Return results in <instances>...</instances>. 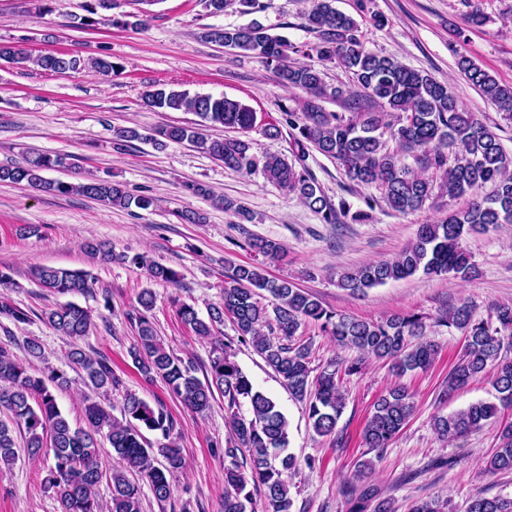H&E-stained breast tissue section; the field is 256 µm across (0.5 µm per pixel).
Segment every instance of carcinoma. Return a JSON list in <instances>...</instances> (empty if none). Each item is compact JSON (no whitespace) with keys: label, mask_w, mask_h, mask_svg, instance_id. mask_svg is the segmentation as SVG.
<instances>
[{"label":"carcinoma","mask_w":512,"mask_h":512,"mask_svg":"<svg viewBox=\"0 0 512 512\" xmlns=\"http://www.w3.org/2000/svg\"><path fill=\"white\" fill-rule=\"evenodd\" d=\"M211 14L239 4L252 8L257 0H199ZM335 0H312L304 12L305 27L319 39L317 53L322 60H334L352 75L357 93L328 86L320 69L312 64L292 65L288 52L298 48L287 38L273 35L260 25L212 28L205 37L212 43L254 55L269 65L279 82L306 94L301 112L283 108L284 120L292 134L294 160L267 152L251 153L250 143L241 138L209 139L201 127L223 126L247 131L255 126L256 112L248 105L224 97L190 94L187 91L155 89L146 94L152 108L192 112L199 126L169 125L143 134L134 128L115 131L113 145L121 150L132 141L150 142L156 147L188 142L224 167L250 174L260 171L268 182L296 195L310 210L321 215L325 224L367 220L362 211L350 213L346 202L334 205L309 173L305 161L308 149L331 158L357 185H373L381 200L400 213L422 209L433 196L469 200L461 209L448 210L437 224L419 226L415 240L394 260L361 265L340 274L338 285L353 293H364L389 281L425 275H453L465 278L475 271L461 246L465 235L487 231L499 224L512 223V154L501 145L497 134L472 112L463 109L447 84L410 68L392 56L367 49L360 23L336 9ZM105 0H89L86 15L78 26L122 24L120 19L99 15ZM46 71L65 73L79 67L81 60L68 54H46L35 60ZM459 71L497 109L501 118L512 123V86L500 84L488 71L467 56H460ZM342 99L343 112H327L322 102ZM396 143L392 149L388 142ZM415 153L422 172L406 165L402 153ZM65 164L58 155L40 154L24 163L0 166V181L25 184L45 193L66 196L78 193L111 206L147 208L149 197H132L123 184L86 178L78 183L54 180L46 172ZM491 185V192L478 190ZM252 251L265 260L280 257V244L262 237L248 241ZM86 250L103 263L129 261L145 269L152 281L176 284L180 274L171 267L136 254H117L101 242L90 241ZM36 284L53 295H87L95 292L96 282L89 272L53 266L31 271ZM272 298L271 306L259 300L260 292ZM139 309L130 314L136 321L138 340L130 357L141 375L159 378L191 412L209 411L215 393L224 397L233 439L224 448L223 512H247L256 492L263 493L265 512H291L288 474L297 469V457L289 452V422L273 398L256 389L234 360L233 346L249 344L277 374L295 399L305 404L313 431L320 437H336L346 406L343 377L361 371L365 359L373 357L390 364L399 377L409 371L429 367L440 354V346L427 338L426 317L416 313H395L380 321L350 317L323 306L308 291L288 280H274L264 264L237 265L224 273L222 303L209 309L203 320L190 305L178 308L181 322L202 340L212 344V354L204 379L195 368L179 359L158 336L147 313L155 304L150 289L138 298ZM495 322L476 316L463 302L441 312L435 324L459 331L466 341L464 352L448 372V382L440 399L448 400L470 382L492 373L491 384L499 404L478 401L463 410L438 414L433 428L438 437L454 441L495 422L499 408L512 407V358L503 354L504 340H512V305L494 308ZM41 318L71 349L70 365L83 372L85 385L96 394H108L120 385L109 361L93 356L79 346L93 322L90 311L73 303L60 304ZM232 323L234 335L222 339L215 328ZM319 324L323 333L341 347L353 348L359 357L343 364L331 361L314 373L310 344L296 339L306 322ZM69 385L65 371L50 369L40 376L31 374L22 361L0 347V408L9 421L0 420V471L12 468L18 459L14 430L25 433L29 455H51L54 466L45 484L53 490L59 512H100L97 488L103 479L98 464V436H103L117 464L107 479L111 512H140L139 482L148 484L155 499L171 498V474L182 470V449L171 439L172 416L161 406L153 407L137 394L124 395L123 414L116 418L104 404L87 397L84 412L87 425L74 427L58 406L54 390ZM248 406L249 416L240 413ZM415 412L412 394L402 385L390 388L373 404L362 430L366 447L380 451L390 447ZM160 435L156 445L147 442L144 431ZM489 475L512 473V424L503 426L500 445L485 462ZM394 512L389 498L367 488L351 500L350 512ZM448 502L427 497L411 503L408 512H446ZM467 512H512V498L487 497L477 492L470 498Z\"/></svg>","instance_id":"cac0c4a2"}]
</instances>
